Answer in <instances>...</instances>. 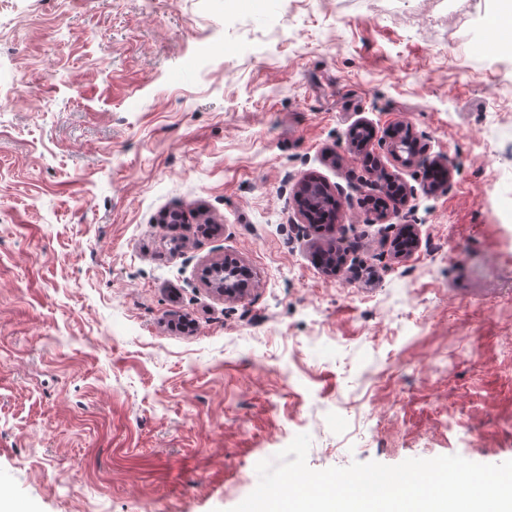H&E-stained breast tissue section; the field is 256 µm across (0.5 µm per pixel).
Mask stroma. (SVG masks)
<instances>
[{"label":"stroma","mask_w":512,"mask_h":512,"mask_svg":"<svg viewBox=\"0 0 512 512\" xmlns=\"http://www.w3.org/2000/svg\"><path fill=\"white\" fill-rule=\"evenodd\" d=\"M263 7L0 0V512H228L300 433L315 470L512 460V26ZM227 258L233 299L205 280Z\"/></svg>","instance_id":"35a3bbf8"}]
</instances>
